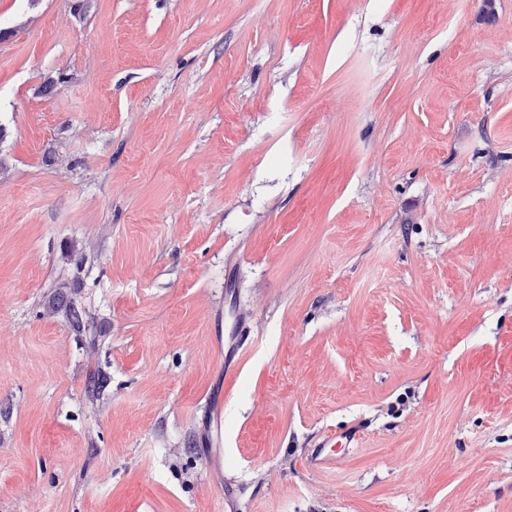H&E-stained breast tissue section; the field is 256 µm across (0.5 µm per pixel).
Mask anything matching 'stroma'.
<instances>
[{"label": "stroma", "instance_id": "obj_1", "mask_svg": "<svg viewBox=\"0 0 512 512\" xmlns=\"http://www.w3.org/2000/svg\"><path fill=\"white\" fill-rule=\"evenodd\" d=\"M0 28V512H512V0ZM342 446L338 436H328L327 441L322 447L313 450L311 455L306 457V465L310 470H318L322 466L328 465L336 460V448Z\"/></svg>", "mask_w": 512, "mask_h": 512}]
</instances>
